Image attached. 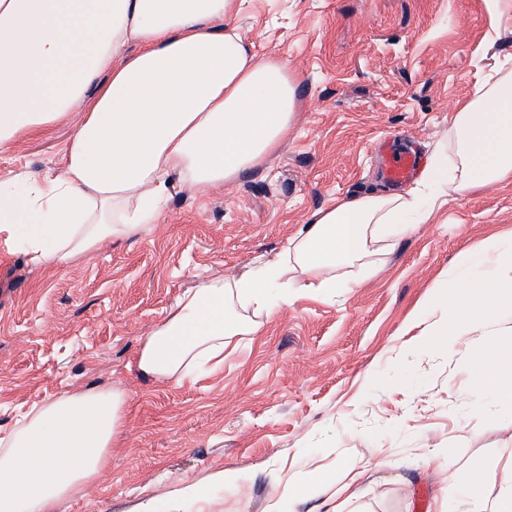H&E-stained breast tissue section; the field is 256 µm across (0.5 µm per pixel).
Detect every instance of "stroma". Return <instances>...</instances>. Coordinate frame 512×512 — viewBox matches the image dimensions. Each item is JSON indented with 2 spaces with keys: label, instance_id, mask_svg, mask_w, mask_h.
<instances>
[{
  "label": "stroma",
  "instance_id": "35a3bbf8",
  "mask_svg": "<svg viewBox=\"0 0 512 512\" xmlns=\"http://www.w3.org/2000/svg\"><path fill=\"white\" fill-rule=\"evenodd\" d=\"M240 25L300 77L295 125L260 168L177 189L157 224L90 256L35 267L0 243V428L65 393L127 396L110 468L57 512H319L334 489L316 475L346 461L365 471L352 512H416L456 476L512 464V411L478 402L475 344L420 350L404 334L461 251L512 232V183L449 197L369 279L297 298L216 370L181 384L137 370L184 292L273 261L315 211L384 190L378 140L429 156L484 76L512 65V0H247ZM81 118L1 154L0 183L60 168ZM227 470L238 481L216 483Z\"/></svg>",
  "mask_w": 512,
  "mask_h": 512
}]
</instances>
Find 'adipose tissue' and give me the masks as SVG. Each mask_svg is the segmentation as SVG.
<instances>
[{
	"instance_id": "ef3b65f1",
	"label": "adipose tissue",
	"mask_w": 512,
	"mask_h": 512,
	"mask_svg": "<svg viewBox=\"0 0 512 512\" xmlns=\"http://www.w3.org/2000/svg\"><path fill=\"white\" fill-rule=\"evenodd\" d=\"M243 2L0 0V153L84 114L61 171L27 174L0 199V239L32 265H57L157 223L176 186L214 189L261 166L294 126L299 77L242 34ZM509 85L512 69L493 70L414 188L339 200L274 261L185 293L143 339L139 371L180 383L221 365L297 297L360 284L437 202L512 182ZM405 329L424 349L480 338L477 391L512 405V238L460 253ZM126 400L119 389L70 393L0 429V512H55L92 486L120 442ZM452 499L464 512H512V466L449 483L435 512Z\"/></svg>"
}]
</instances>
